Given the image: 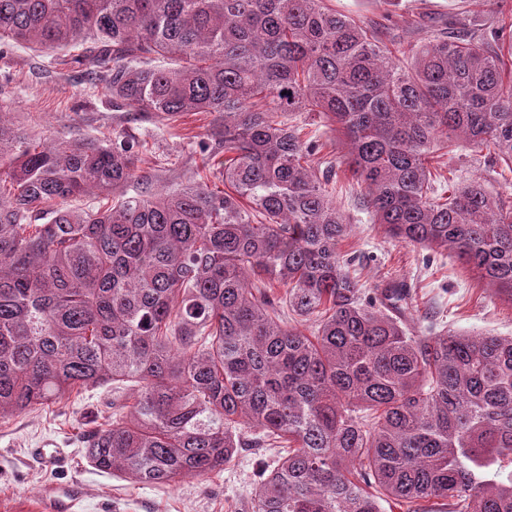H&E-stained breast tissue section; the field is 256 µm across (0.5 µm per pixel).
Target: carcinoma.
<instances>
[{
  "mask_svg": "<svg viewBox=\"0 0 512 512\" xmlns=\"http://www.w3.org/2000/svg\"><path fill=\"white\" fill-rule=\"evenodd\" d=\"M79 39L112 107L216 113L228 191L128 196L140 142L37 141L0 112V419L132 386L83 443L137 484L271 448L244 512H512V337L417 335L402 283L365 298L319 138L284 120L322 115L374 223L512 301V196L444 197L431 166L456 140L512 170V65L477 33L391 48L324 0H0V46ZM88 194L112 202L69 207Z\"/></svg>",
  "mask_w": 512,
  "mask_h": 512,
  "instance_id": "carcinoma-1",
  "label": "carcinoma"
}]
</instances>
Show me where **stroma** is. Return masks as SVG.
<instances>
[{
	"label": "stroma",
	"instance_id": "obj_1",
	"mask_svg": "<svg viewBox=\"0 0 512 512\" xmlns=\"http://www.w3.org/2000/svg\"><path fill=\"white\" fill-rule=\"evenodd\" d=\"M357 22L376 29L387 44L417 42L440 33H457L468 26L488 34L512 24L495 0H325ZM0 110L33 138L57 135L144 140L148 150L138 167L152 188H178L205 176L209 188L223 190L224 152H202L215 125L212 112H197L169 123L145 112L117 111L103 86L83 68L53 59L27 47L0 51ZM309 124L325 148L318 162H334L328 189L352 226L343 242L350 270L367 293L382 282H406L408 326L459 333L512 336V303L498 297L475 272L453 254L427 252L391 241L380 225L362 210L365 194L342 167L339 145L325 120L312 115ZM442 176L453 181L479 180L492 194L512 193V171L488 152L453 143L437 159ZM132 392L113 394L111 387L87 389L58 405L0 421V512H42L47 490L72 483L82 485L83 497L72 512H230L242 508L271 464L273 452L249 448L223 471L204 478L184 477L162 486L136 484L117 473L89 466L78 441L93 423L112 418L114 408L130 403ZM36 448H59V461L33 456Z\"/></svg>",
	"mask_w": 512,
	"mask_h": 512
}]
</instances>
